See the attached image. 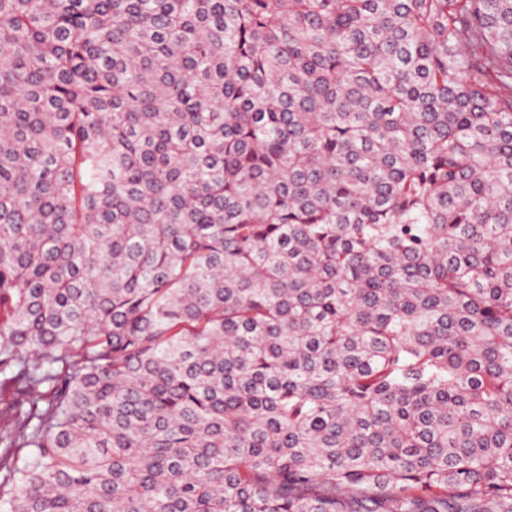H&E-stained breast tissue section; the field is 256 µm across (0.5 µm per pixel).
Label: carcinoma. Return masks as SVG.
Instances as JSON below:
<instances>
[{
    "label": "carcinoma",
    "instance_id": "1",
    "mask_svg": "<svg viewBox=\"0 0 512 512\" xmlns=\"http://www.w3.org/2000/svg\"><path fill=\"white\" fill-rule=\"evenodd\" d=\"M0 512H512V0H0Z\"/></svg>",
    "mask_w": 512,
    "mask_h": 512
}]
</instances>
